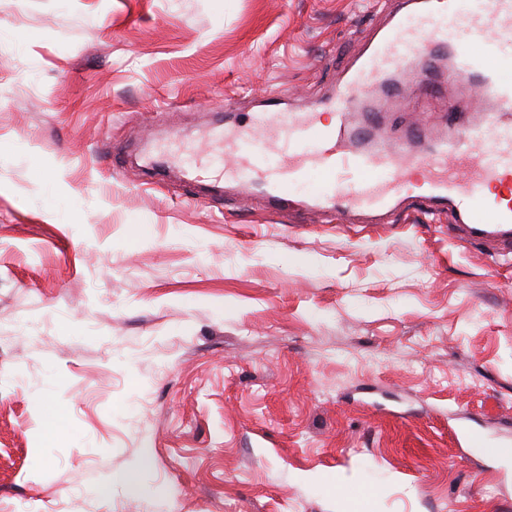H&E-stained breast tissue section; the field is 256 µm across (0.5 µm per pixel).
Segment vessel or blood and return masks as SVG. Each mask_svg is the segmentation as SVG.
<instances>
[{"mask_svg":"<svg viewBox=\"0 0 512 512\" xmlns=\"http://www.w3.org/2000/svg\"><path fill=\"white\" fill-rule=\"evenodd\" d=\"M465 26L493 38L486 54L457 44L453 31ZM413 67L420 81H401ZM462 87H477L489 103L485 118L456 109L448 114L449 137L431 138L423 126L385 125L371 108L359 124L345 116L348 105L368 97L380 79L395 75L386 94L398 106L410 96L432 94L438 68ZM512 0H399L388 23L368 40L356 65L337 77L329 95L311 112L283 111L270 93L266 109L238 131L213 129L208 153L193 169L209 179L223 169L228 181L265 190L275 207H287L294 188L311 173L325 186L316 209L337 221L355 212L383 217L411 205L428 214L447 213L453 230L467 239L512 245ZM333 115L330 123L322 114Z\"/></svg>","mask_w":512,"mask_h":512,"instance_id":"1","label":"vessel or blood"}]
</instances>
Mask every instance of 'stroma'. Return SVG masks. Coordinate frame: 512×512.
Segmentation results:
<instances>
[{
	"instance_id": "35a3bbf8",
	"label": "stroma",
	"mask_w": 512,
	"mask_h": 512,
	"mask_svg": "<svg viewBox=\"0 0 512 512\" xmlns=\"http://www.w3.org/2000/svg\"><path fill=\"white\" fill-rule=\"evenodd\" d=\"M392 7L0 0V512H512V256L179 159Z\"/></svg>"
}]
</instances>
